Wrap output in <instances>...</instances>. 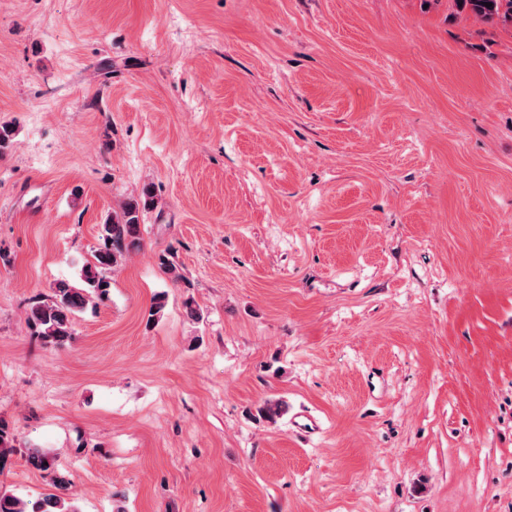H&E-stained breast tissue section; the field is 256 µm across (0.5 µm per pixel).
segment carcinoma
<instances>
[{"label":"carcinoma","mask_w":512,"mask_h":512,"mask_svg":"<svg viewBox=\"0 0 512 512\" xmlns=\"http://www.w3.org/2000/svg\"><path fill=\"white\" fill-rule=\"evenodd\" d=\"M458 11L484 24L512 29V0H454ZM491 7H486V4ZM154 205L151 191L124 201L112 218L101 225L105 247L93 254L92 261L82 270L84 286L77 287L66 280H59L51 287V295L37 300L30 307L28 324L47 347L61 348L73 335L75 316L88 305L92 295L103 294L110 286L107 274L118 267L125 257L141 248V219L144 211ZM288 410L282 400H267L258 413L269 422H276ZM14 436L11 428L0 421V469L6 466L14 453ZM27 464L50 475L54 493H47L28 504L7 492H0V512H77L65 507L59 492L68 489L70 480L54 457L39 448H31Z\"/></svg>","instance_id":"carcinoma-1"}]
</instances>
